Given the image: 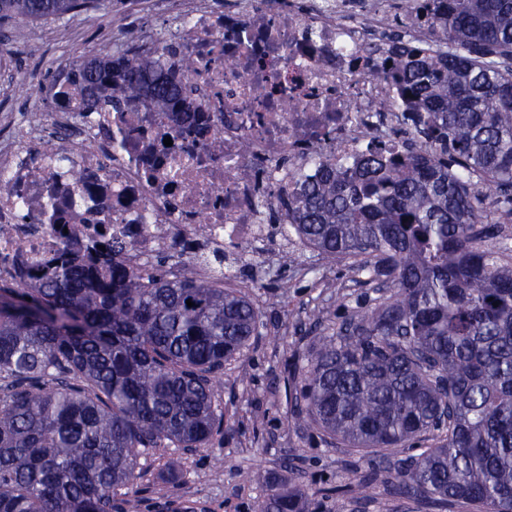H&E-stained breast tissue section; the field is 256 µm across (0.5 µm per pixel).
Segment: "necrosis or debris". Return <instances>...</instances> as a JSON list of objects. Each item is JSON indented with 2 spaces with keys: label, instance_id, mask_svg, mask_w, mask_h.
<instances>
[{
  "label": "necrosis or debris",
  "instance_id": "necrosis-or-debris-1",
  "mask_svg": "<svg viewBox=\"0 0 512 512\" xmlns=\"http://www.w3.org/2000/svg\"><path fill=\"white\" fill-rule=\"evenodd\" d=\"M178 6L173 42L193 64L185 80L195 89L182 111L143 94L118 112H81L63 77L53 125L0 143V281L14 280L21 257L44 268L68 240L90 251L129 241L134 267L179 241L194 260L227 246L248 256L279 234L265 212L282 195L301 197L321 161L345 167L376 143L403 152L393 129L406 102L396 83L371 73L367 54L390 23L388 0L358 11L348 0H310L303 12L266 0L222 12L209 0ZM174 131L180 147L165 150Z\"/></svg>",
  "mask_w": 512,
  "mask_h": 512
}]
</instances>
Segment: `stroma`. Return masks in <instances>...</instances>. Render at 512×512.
<instances>
[{
    "mask_svg": "<svg viewBox=\"0 0 512 512\" xmlns=\"http://www.w3.org/2000/svg\"><path fill=\"white\" fill-rule=\"evenodd\" d=\"M166 2L111 0L107 9L95 10V22L76 40L43 37L35 22L32 38L21 41L18 23L0 25V52L12 63L0 71V118L12 115L21 121L41 111L52 99L62 64L105 44L124 50L141 44L146 33L164 36L179 19L166 11ZM218 262L232 287L248 285L249 295L259 300L268 331L243 356L225 363L215 386L216 400L235 415L231 435H215L203 451L158 448L140 457L145 472L137 485L140 512H170L175 500L194 502L198 512H254L268 493L256 473L287 478L288 461L303 469L314 512H427L379 486L364 497L344 493L353 469H367V458L326 445L291 417L288 364L367 295L358 275L346 262L308 249L282 256L277 242L267 244L254 261H238L227 249Z\"/></svg>",
    "mask_w": 512,
    "mask_h": 512,
    "instance_id": "obj_1",
    "label": "stroma"
}]
</instances>
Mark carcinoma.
Wrapping results in <instances>:
<instances>
[{"instance_id":"1","label":"carcinoma","mask_w":512,"mask_h":512,"mask_svg":"<svg viewBox=\"0 0 512 512\" xmlns=\"http://www.w3.org/2000/svg\"><path fill=\"white\" fill-rule=\"evenodd\" d=\"M104 2L0 0V22ZM399 9L431 21L429 46L395 33L397 52L376 69L413 95L406 153L324 164L275 210L302 246L346 260L381 293L291 363V415L329 445L373 455L348 493L385 471L399 495L441 512H512V249L487 221L512 217V0ZM181 70L167 44L117 58L104 46L71 82L86 112L107 90L116 110L145 90L177 112ZM127 248L109 243L103 264L73 250L50 274L21 268L0 294V512H138L116 490L142 478L143 454L197 451L232 428L214 384L267 328L259 308L191 261L173 277L132 268ZM406 445L422 451L384 453ZM263 480L256 512H308L298 470Z\"/></svg>"}]
</instances>
